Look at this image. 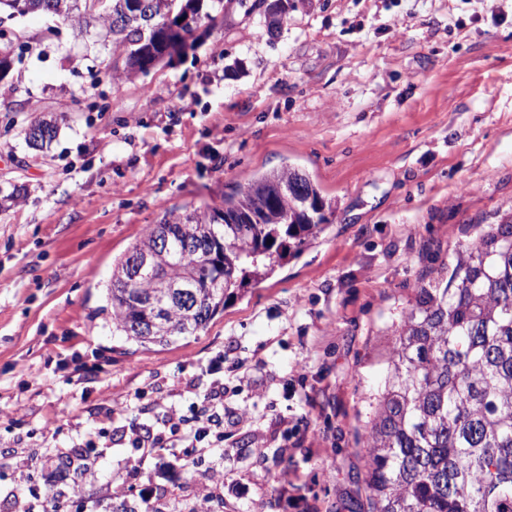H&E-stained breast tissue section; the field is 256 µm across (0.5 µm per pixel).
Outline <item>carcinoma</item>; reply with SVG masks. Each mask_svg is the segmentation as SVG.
I'll return each instance as SVG.
<instances>
[{"instance_id":"1","label":"carcinoma","mask_w":512,"mask_h":512,"mask_svg":"<svg viewBox=\"0 0 512 512\" xmlns=\"http://www.w3.org/2000/svg\"><path fill=\"white\" fill-rule=\"evenodd\" d=\"M86 0H0V12L41 13L87 32ZM203 0H106L95 22L112 34V73L135 77L169 54L150 25L170 8L200 13ZM288 0H273L264 23L273 33ZM41 148L56 119L29 125ZM336 217L335 201L292 164L259 171L223 208L171 212L149 226L112 266V326L142 346L192 336L237 298L246 282L269 279L290 254L316 241ZM168 234L170 247L157 250ZM151 254L156 273L132 259ZM159 325L143 326L153 311ZM384 390L366 422V512H512V215L487 224L453 261L415 288L394 329Z\"/></svg>"}]
</instances>
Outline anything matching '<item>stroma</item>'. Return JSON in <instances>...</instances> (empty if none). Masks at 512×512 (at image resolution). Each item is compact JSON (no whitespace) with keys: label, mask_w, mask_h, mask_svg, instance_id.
<instances>
[{"label":"stroma","mask_w":512,"mask_h":512,"mask_svg":"<svg viewBox=\"0 0 512 512\" xmlns=\"http://www.w3.org/2000/svg\"><path fill=\"white\" fill-rule=\"evenodd\" d=\"M260 2L224 0L133 79L96 28L7 20L29 50L0 87V192L20 191L0 206V512L26 490L34 512H194L218 470L214 512L364 503L396 324L512 210V0H293L273 34ZM288 161L337 203L314 244L197 335L147 349L113 329L112 265L149 225ZM173 409L211 415L223 452L186 464ZM134 425L169 446L133 447ZM73 448L94 482L48 464ZM40 129L41 134L39 137L28 138L29 129ZM28 129V130H27ZM27 131V132H26ZM57 124L56 119L50 117H38L34 119L27 128L24 129L25 140L33 148H43L46 143H49L56 135Z\"/></svg>","instance_id":"stroma-1"}]
</instances>
